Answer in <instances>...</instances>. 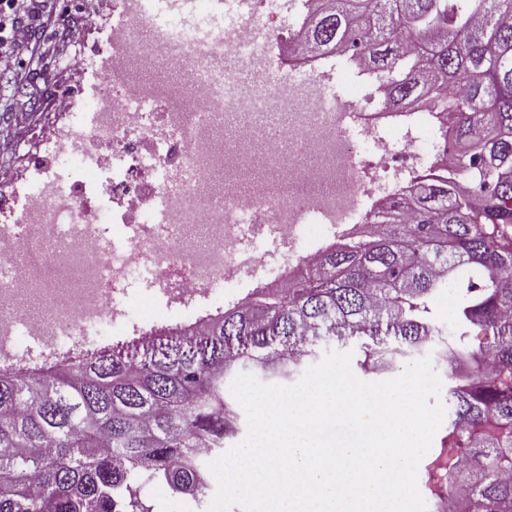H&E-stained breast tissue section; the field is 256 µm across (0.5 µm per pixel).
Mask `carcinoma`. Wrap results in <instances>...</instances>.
<instances>
[{
    "label": "carcinoma",
    "instance_id": "cac0c4a2",
    "mask_svg": "<svg viewBox=\"0 0 512 512\" xmlns=\"http://www.w3.org/2000/svg\"><path fill=\"white\" fill-rule=\"evenodd\" d=\"M303 55L339 46L390 103L427 97L455 116L454 172L411 185L384 235L323 251L308 278L170 336L67 368L0 374V512H151L144 483L203 494L196 448L237 433L228 379L287 378L322 341L382 371L443 335L432 319L453 279L451 432L444 491L462 512H512V0H309Z\"/></svg>",
    "mask_w": 512,
    "mask_h": 512
}]
</instances>
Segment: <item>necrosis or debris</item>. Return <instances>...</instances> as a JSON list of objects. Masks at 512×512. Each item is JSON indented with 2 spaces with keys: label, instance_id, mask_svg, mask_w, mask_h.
Returning <instances> with one entry per match:
<instances>
[{
  "label": "necrosis or debris",
  "instance_id": "1",
  "mask_svg": "<svg viewBox=\"0 0 512 512\" xmlns=\"http://www.w3.org/2000/svg\"><path fill=\"white\" fill-rule=\"evenodd\" d=\"M278 0H252V22L211 42L198 55L194 30L153 25L142 0H113L118 20L100 55L103 80L94 107L99 129L126 164L98 159L103 191L74 173L68 192L25 196L19 213L0 218V353L12 352L18 329L45 347L80 346L91 329L111 324L113 338H154L152 319L133 316L115 289L135 266L155 271L165 320L189 325L210 309L237 307L268 288L264 257L252 243L275 240L288 262V285L306 277L322 243L368 237L373 214L401 194L404 180L444 170L455 156L447 113L432 104L394 112L379 90L336 95L309 78L292 48L301 31H281ZM277 45L295 80L282 86L267 67ZM254 65L240 82L225 59ZM355 113L370 148L341 136ZM398 132L386 141L380 130ZM164 206V228L104 253L118 225ZM229 288L213 298L217 281Z\"/></svg>",
  "mask_w": 512,
  "mask_h": 512
}]
</instances>
